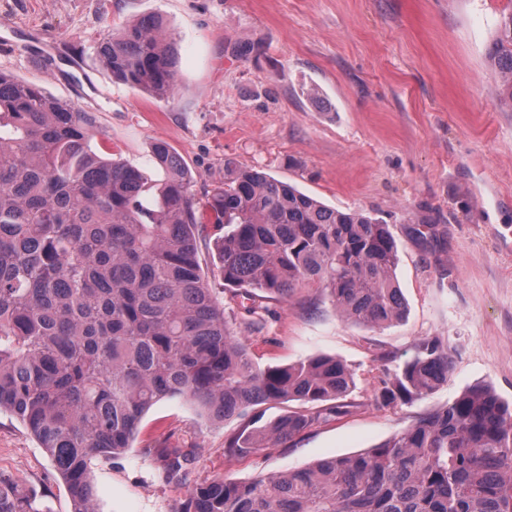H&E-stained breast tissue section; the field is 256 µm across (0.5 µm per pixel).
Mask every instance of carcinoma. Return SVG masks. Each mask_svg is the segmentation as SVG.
Instances as JSON below:
<instances>
[{"label":"carcinoma","mask_w":512,"mask_h":512,"mask_svg":"<svg viewBox=\"0 0 512 512\" xmlns=\"http://www.w3.org/2000/svg\"><path fill=\"white\" fill-rule=\"evenodd\" d=\"M97 53L131 89L161 100L179 91L177 44L159 15L113 29ZM488 56L512 101V12ZM94 138L74 104L0 71V412L45 449L72 512H96L88 460L125 453L162 399L184 398L213 421L305 405L229 437L224 448L238 457L350 413L354 376L343 360L254 364L202 276L201 212L224 225V289L251 301L247 314L260 292L286 302L317 285L341 316L371 326L406 313L390 226L230 160L201 201L168 143L152 147L163 180L148 185ZM451 364L448 347L425 338L374 400L385 408L425 397L448 382ZM162 458L171 479L190 462L179 448ZM0 512L50 509L0 478ZM185 512H512V402L474 385L361 453L201 484Z\"/></svg>","instance_id":"cac0c4a2"}]
</instances>
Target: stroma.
Segmentation results:
<instances>
[{
    "mask_svg": "<svg viewBox=\"0 0 512 512\" xmlns=\"http://www.w3.org/2000/svg\"><path fill=\"white\" fill-rule=\"evenodd\" d=\"M512 0H0V71L89 112L149 183L170 144L196 197L224 181V162L255 168L325 205L389 224L405 317L373 327L342 318L327 293L262 300L254 326L219 273L220 231L198 242L205 279L258 367L317 355L354 372L352 413L240 458L224 443L285 413L262 405L210 421L184 399L144 417L131 448L89 464L97 512H183L191 490L301 469L377 446L478 383L512 401V106L488 48ZM162 15L177 39L180 93L158 101L114 81L95 46L108 30ZM54 47L50 65L33 57ZM452 350L448 381L391 408L373 395L423 339ZM190 450L169 482L146 445ZM0 475L72 512L67 485L24 424L0 412Z\"/></svg>",
    "mask_w": 512,
    "mask_h": 512,
    "instance_id": "obj_1",
    "label": "stroma"
}]
</instances>
